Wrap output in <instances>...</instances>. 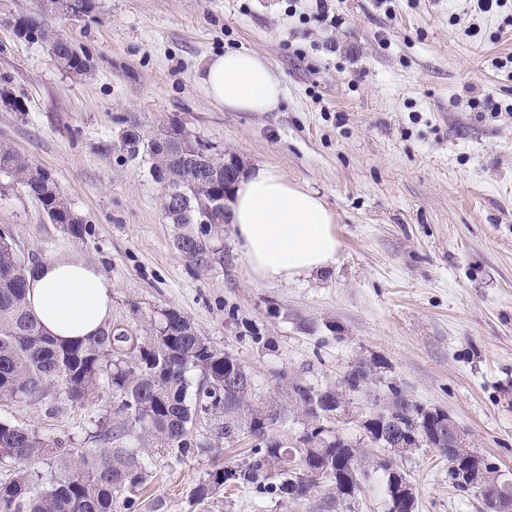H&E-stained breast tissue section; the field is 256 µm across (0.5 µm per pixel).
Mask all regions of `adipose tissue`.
<instances>
[{"label":"adipose tissue","mask_w":512,"mask_h":512,"mask_svg":"<svg viewBox=\"0 0 512 512\" xmlns=\"http://www.w3.org/2000/svg\"><path fill=\"white\" fill-rule=\"evenodd\" d=\"M198 82L231 112H274L285 98L280 75L252 52L228 51L208 59ZM229 218L257 279L296 280L336 262L340 242L324 199L270 167L239 178ZM27 284L30 309L57 339L94 336L112 319V285L95 265L70 257L47 259L30 268Z\"/></svg>","instance_id":"adipose-tissue-1"}]
</instances>
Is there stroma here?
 Returning <instances> with one entry per match:
<instances>
[{
	"label": "stroma",
	"instance_id": "1",
	"mask_svg": "<svg viewBox=\"0 0 512 512\" xmlns=\"http://www.w3.org/2000/svg\"><path fill=\"white\" fill-rule=\"evenodd\" d=\"M342 24L290 11L289 0H95L87 13L46 15L81 49L88 70L58 68L48 46L20 36L39 0H0V88L25 104L0 108V142L50 172L85 222L83 238L50 223L20 186L0 188V227L35 260L69 255L112 284V320L146 334L173 309L251 370L253 398L284 414L274 434L295 443L304 424L288 383L338 390L351 366L367 387L345 393L330 426L368 464L389 462L412 486L415 512H483L448 482L436 449L378 447L363 422L391 387L447 413L467 444L512 484V0H340ZM228 50L265 57L287 95L274 112H230L197 83ZM179 123L223 147L243 170L263 163L323 196L336 216L335 264L295 281L256 279L234 228L217 225L196 266L160 208L161 188L120 135ZM264 344H255V337ZM112 418V396L76 403L0 400V420L85 448ZM174 461L152 455L137 512H191L188 495L212 466L249 447L212 446ZM385 475L333 507L327 491L262 502L243 488L223 512H389Z\"/></svg>",
	"mask_w": 512,
	"mask_h": 512
}]
</instances>
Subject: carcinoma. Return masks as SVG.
<instances>
[{
	"label": "carcinoma",
	"instance_id": "obj_1",
	"mask_svg": "<svg viewBox=\"0 0 512 512\" xmlns=\"http://www.w3.org/2000/svg\"><path fill=\"white\" fill-rule=\"evenodd\" d=\"M49 42L54 61L73 74L87 70L89 60L70 41L51 32L42 18L24 19L19 30ZM122 147L133 158L150 163L153 180L162 185L161 208L165 218L181 227L187 224H224V209L214 200L224 196L228 169L224 150L173 126L167 135L146 136L139 127L123 131ZM22 186L41 206L53 224H61L81 238L86 225L68 206L54 177L34 168L28 160L0 145V178ZM175 246L198 265L208 264L212 252L207 231L180 233ZM31 260L20 255L15 234L0 235V398L43 401L65 395L71 401L95 396L100 379L111 386L115 419L97 425L92 438L103 448H78L68 453L59 471L47 476L28 470L31 458H46L60 444L37 431L0 421V465L16 467L12 479L0 482V512H129L139 490L150 477L151 463L142 448L117 445L125 434L139 429L140 440L168 457L182 460L204 452L193 435L210 428L213 444H233L250 433L253 444L240 462L206 472L190 493V503L200 512H213L223 502L227 486L248 487L268 501L308 498L319 484L336 491V501H346L361 490L366 466L357 450L325 427V412L336 403V391L320 390L300 381L289 383L304 431L296 446L288 448L272 433L278 413L260 408L252 399L253 376L237 357L201 336L180 312L162 309L151 322L150 338L141 339L121 324H108L87 340L63 342L49 336L29 311L26 273ZM198 372L191 384L188 370ZM370 369L357 364L344 377L345 388L363 390ZM193 395H188L190 386ZM426 418L424 409L398 387L391 388L388 405L368 416L364 426L369 442L394 448L408 441L411 423ZM115 447H110V444ZM305 456L324 478L301 485L289 455ZM470 458L485 471L495 463L471 448L455 453L448 467L452 487L463 494L485 498V491L467 477L463 461Z\"/></svg>",
	"mask_w": 512,
	"mask_h": 512
}]
</instances>
